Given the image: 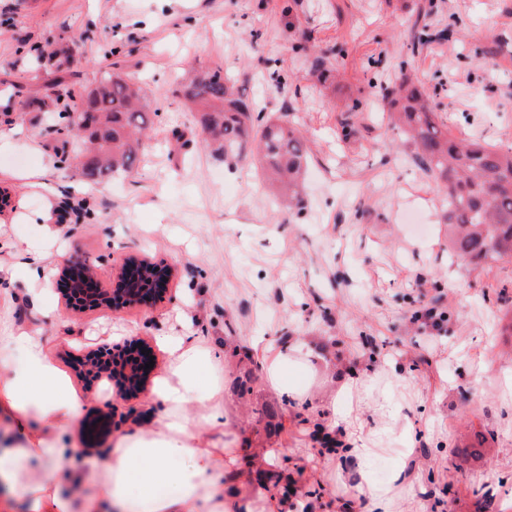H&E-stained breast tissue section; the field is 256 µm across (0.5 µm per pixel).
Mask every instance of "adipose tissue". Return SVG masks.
Listing matches in <instances>:
<instances>
[{
  "label": "adipose tissue",
  "instance_id": "1",
  "mask_svg": "<svg viewBox=\"0 0 512 512\" xmlns=\"http://www.w3.org/2000/svg\"><path fill=\"white\" fill-rule=\"evenodd\" d=\"M168 365L152 386L164 408L157 430L118 437L111 463L102 470H78L71 484L58 478L69 448L64 431L82 407L69 379L29 336H0V351L25 350L22 367L0 374V412L9 416L13 444L0 448V482L32 512H240L254 501L275 502L267 488L244 500L225 492V481L236 480L237 456L204 437L184 415L187 404L220 398L221 361L206 337L191 329L158 339ZM40 419L33 430L31 419Z\"/></svg>",
  "mask_w": 512,
  "mask_h": 512
}]
</instances>
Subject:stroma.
<instances>
[{
  "label": "stroma",
  "instance_id": "1",
  "mask_svg": "<svg viewBox=\"0 0 512 512\" xmlns=\"http://www.w3.org/2000/svg\"><path fill=\"white\" fill-rule=\"evenodd\" d=\"M422 10L432 39L413 54ZM312 47L335 65L332 87L310 74ZM116 65L144 83L156 148L130 176L92 182L77 144L63 142L65 121L25 103L62 69L80 106ZM214 66L304 133L301 216L274 210L251 160L230 167L201 148L176 89ZM402 69L427 84L453 135L512 145V0H0V189L12 199L0 212V308L85 397L61 482L106 467L117 436L154 428L160 413L151 396L90 388L71 354L139 338L158 376L159 337L188 324L224 358V445L272 450L248 472L280 490V512H370L363 473L391 491L396 512H480L484 492L512 512V300L501 297L512 259L449 255L446 196L386 126L377 78ZM356 98L369 109L346 138ZM176 130L185 144L174 151ZM33 250L48 265L41 301L19 277ZM76 253L107 287L130 253L167 261L175 276L153 306L78 312L58 283ZM303 342L315 370L289 372L307 395L294 402L264 366ZM343 374L349 398L333 395ZM354 398L377 447L361 463L317 437Z\"/></svg>",
  "mask_w": 512,
  "mask_h": 512
}]
</instances>
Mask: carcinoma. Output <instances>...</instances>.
I'll use <instances>...</instances> for the list:
<instances>
[{"label": "carcinoma", "instance_id": "cac0c4a2", "mask_svg": "<svg viewBox=\"0 0 512 512\" xmlns=\"http://www.w3.org/2000/svg\"><path fill=\"white\" fill-rule=\"evenodd\" d=\"M310 68L322 85L335 72L323 54L312 58ZM177 93L201 132L204 149L230 165L252 157L276 205L301 213L309 147L288 114L266 120L255 116L256 105L239 94L219 66L193 71ZM65 96L61 76L46 98H32L27 105L39 106L47 99L59 102ZM385 97L390 127L404 133L421 171L446 191L452 252L476 262L512 256V146L451 137L424 83L404 70L385 88ZM63 111L69 118L67 129L84 139V175L92 180L132 174L150 148L153 121L146 91L119 71L101 78L80 110L65 105Z\"/></svg>", "mask_w": 512, "mask_h": 512}]
</instances>
